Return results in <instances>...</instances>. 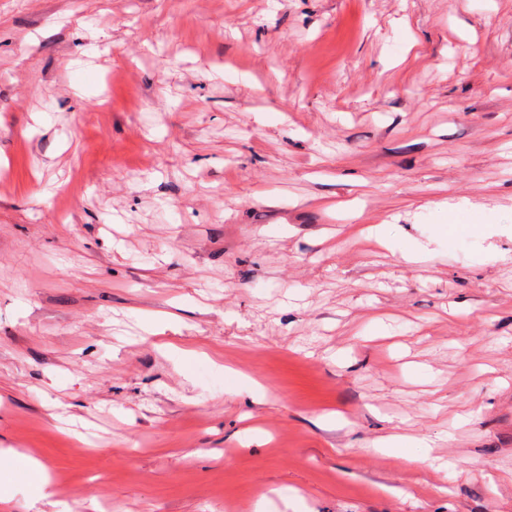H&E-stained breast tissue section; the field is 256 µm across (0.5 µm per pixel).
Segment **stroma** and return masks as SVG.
I'll return each instance as SVG.
<instances>
[{"label":"stroma","mask_w":512,"mask_h":512,"mask_svg":"<svg viewBox=\"0 0 512 512\" xmlns=\"http://www.w3.org/2000/svg\"><path fill=\"white\" fill-rule=\"evenodd\" d=\"M16 454L0 512H512V0H0Z\"/></svg>","instance_id":"stroma-1"}]
</instances>
